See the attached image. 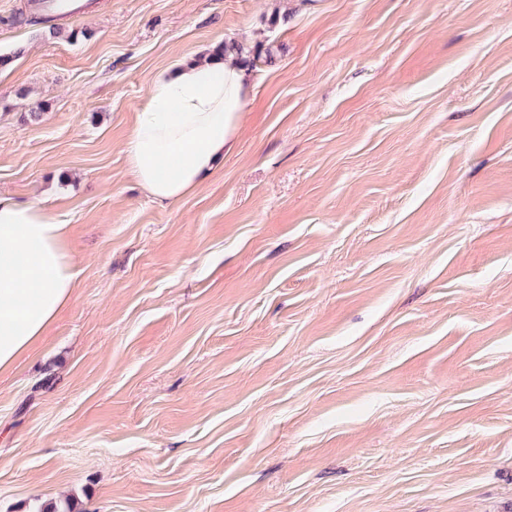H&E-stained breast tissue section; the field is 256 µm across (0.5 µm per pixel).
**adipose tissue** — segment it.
Returning <instances> with one entry per match:
<instances>
[{
    "mask_svg": "<svg viewBox=\"0 0 512 512\" xmlns=\"http://www.w3.org/2000/svg\"><path fill=\"white\" fill-rule=\"evenodd\" d=\"M252 71L235 52L207 51L160 76L125 144L153 200L195 190L238 133ZM76 288L68 231L37 203L0 201V373L40 340Z\"/></svg>",
    "mask_w": 512,
    "mask_h": 512,
    "instance_id": "obj_1",
    "label": "adipose tissue"
}]
</instances>
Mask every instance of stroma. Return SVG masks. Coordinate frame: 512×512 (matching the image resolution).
I'll use <instances>...</instances> for the list:
<instances>
[{
	"label": "stroma",
	"mask_w": 512,
	"mask_h": 512,
	"mask_svg": "<svg viewBox=\"0 0 512 512\" xmlns=\"http://www.w3.org/2000/svg\"><path fill=\"white\" fill-rule=\"evenodd\" d=\"M27 2L0 199L78 287L0 375V512H512V0ZM227 39L275 62L156 202L136 114Z\"/></svg>",
	"instance_id": "stroma-1"
}]
</instances>
